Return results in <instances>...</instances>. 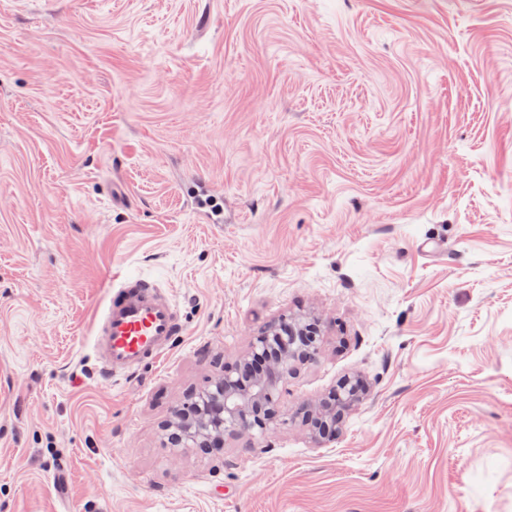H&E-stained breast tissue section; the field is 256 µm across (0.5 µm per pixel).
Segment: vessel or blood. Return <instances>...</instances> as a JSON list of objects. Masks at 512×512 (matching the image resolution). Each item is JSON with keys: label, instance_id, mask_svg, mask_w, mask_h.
<instances>
[{"label": "vessel or blood", "instance_id": "b4317fda", "mask_svg": "<svg viewBox=\"0 0 512 512\" xmlns=\"http://www.w3.org/2000/svg\"><path fill=\"white\" fill-rule=\"evenodd\" d=\"M181 331L177 309L160 287L136 274L121 277L95 326L98 369L107 378L134 373L164 357Z\"/></svg>", "mask_w": 512, "mask_h": 512}]
</instances>
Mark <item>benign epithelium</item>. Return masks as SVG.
<instances>
[{
    "label": "benign epithelium",
    "instance_id": "7a95c632",
    "mask_svg": "<svg viewBox=\"0 0 512 512\" xmlns=\"http://www.w3.org/2000/svg\"><path fill=\"white\" fill-rule=\"evenodd\" d=\"M304 332L284 328L257 338L253 353L257 358L275 357L268 370L242 379L237 369L224 371L211 389L191 405L180 407L168 426V440L177 446L188 439L197 448H206L224 438L227 431L265 430L277 422L274 397L293 372L295 362L306 357V344L299 341ZM356 400V390L342 383L317 415L336 419V411L349 408Z\"/></svg>",
    "mask_w": 512,
    "mask_h": 512
}]
</instances>
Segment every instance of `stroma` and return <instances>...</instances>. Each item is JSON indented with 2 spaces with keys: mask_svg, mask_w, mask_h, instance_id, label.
<instances>
[{
  "mask_svg": "<svg viewBox=\"0 0 512 512\" xmlns=\"http://www.w3.org/2000/svg\"><path fill=\"white\" fill-rule=\"evenodd\" d=\"M126 273L183 331L109 384ZM284 321L277 423L170 447ZM0 512H512V0H0ZM349 381L343 382L339 389L330 397L329 401L321 405V409L315 414L322 418H330L336 424V409L342 411L349 408L356 400V390L348 387ZM312 419L315 416L312 412L308 414Z\"/></svg>",
  "mask_w": 512,
  "mask_h": 512,
  "instance_id": "obj_1",
  "label": "stroma"
}]
</instances>
